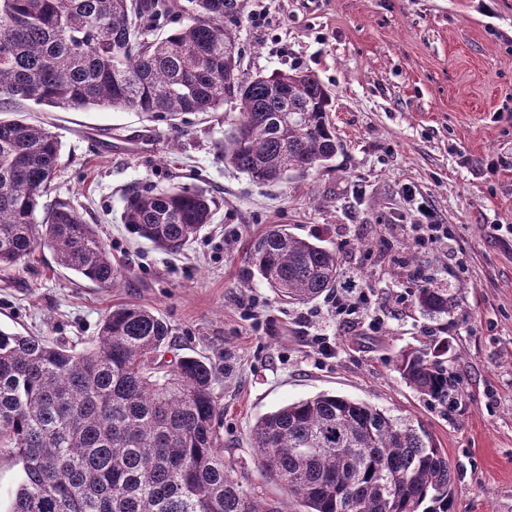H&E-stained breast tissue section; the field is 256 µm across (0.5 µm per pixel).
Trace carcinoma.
<instances>
[{
  "instance_id": "carcinoma-1",
  "label": "carcinoma",
  "mask_w": 512,
  "mask_h": 512,
  "mask_svg": "<svg viewBox=\"0 0 512 512\" xmlns=\"http://www.w3.org/2000/svg\"><path fill=\"white\" fill-rule=\"evenodd\" d=\"M0 0V112L27 101L54 108L131 109L176 119L234 100L224 162L261 183L307 174L343 149L330 93L305 69L245 78L236 27L244 0ZM178 19L165 35L153 31ZM61 144L22 116L0 119V267L48 247L102 288L123 277L94 225L70 204L40 207ZM215 202L187 187L132 191L122 221L162 251L211 223ZM42 216H37L38 211ZM254 281L300 303L344 276L335 249L277 225L244 257ZM419 310L448 314V289L415 290ZM167 323L122 304L80 349L0 328V454L22 464L9 512H284L234 476L224 458L216 370L185 356L166 365ZM403 350L400 378L441 406L460 394L441 356ZM256 475L275 479L306 512H454V471L422 427L329 393L288 403L249 429Z\"/></svg>"
}]
</instances>
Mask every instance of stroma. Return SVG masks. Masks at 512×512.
<instances>
[{
    "instance_id": "stroma-1",
    "label": "stroma",
    "mask_w": 512,
    "mask_h": 512,
    "mask_svg": "<svg viewBox=\"0 0 512 512\" xmlns=\"http://www.w3.org/2000/svg\"><path fill=\"white\" fill-rule=\"evenodd\" d=\"M238 35L244 76L319 75L343 151L326 168L260 185L224 162L233 102L175 122L21 105L61 142L43 204L77 208L124 276L101 288L41 249L0 268V327L74 345L96 336L115 306L147 307L171 328L165 361L215 365L224 451L240 471L253 470L248 432L259 416L326 392L421 423L455 473L456 512H512V0H245ZM173 186L217 204L177 253L121 220L130 190ZM421 205L455 226L447 250L382 252V225L416 223ZM279 224L338 249L343 270L368 281L369 311L341 326L326 298L291 304L262 284L244 287L251 240ZM415 266L432 270L456 310L432 320L398 300ZM318 333L336 344L335 358L317 354ZM440 336L462 388L446 408L393 366L400 351Z\"/></svg>"
}]
</instances>
